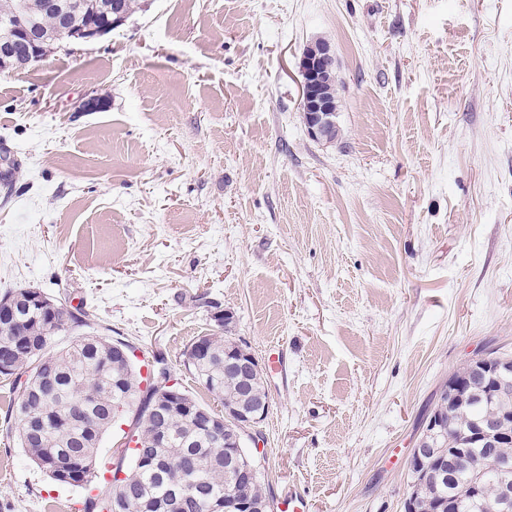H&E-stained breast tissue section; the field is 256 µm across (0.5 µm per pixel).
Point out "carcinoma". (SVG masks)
Returning <instances> with one entry per match:
<instances>
[{"mask_svg":"<svg viewBox=\"0 0 512 512\" xmlns=\"http://www.w3.org/2000/svg\"><path fill=\"white\" fill-rule=\"evenodd\" d=\"M37 22L38 53L22 44L11 58L15 68L43 57L50 42L68 29L87 28L112 18L113 12L130 16L136 0H63L65 14L44 6L46 0H28ZM18 323L0 334V377L19 391L5 418L6 430L16 429L20 445L53 482L87 490L83 512H210L222 500L266 498L261 481L232 485L224 475V443L203 426L177 410L161 416L153 412L159 393L153 383L141 390V375L131 360L112 358L113 342H91L76 336L55 354L45 353L51 337L90 326L86 312L62 304L54 311L16 304ZM209 358L194 370L209 391L220 390L224 403L240 395L236 380L224 374L222 336L203 337ZM32 383L23 386L22 375ZM136 407L135 433L149 442L158 425H166L167 448H123L106 460L100 455L103 434L112 427V411L120 402ZM434 412L449 422V434L472 430L496 413V406L477 399L464 407H448L439 395ZM447 476L437 482L409 475V495L419 512H432L436 502L450 512H495L499 480L512 481V445L496 452L470 443L459 461L448 463ZM125 477H118V472ZM111 478H105V473ZM483 474L487 499L469 506L468 490Z\"/></svg>","mask_w":512,"mask_h":512,"instance_id":"cac0c4a2","label":"carcinoma"}]
</instances>
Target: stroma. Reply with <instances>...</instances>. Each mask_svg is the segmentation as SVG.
I'll return each mask as SVG.
<instances>
[{
    "label": "stroma",
    "instance_id": "obj_1",
    "mask_svg": "<svg viewBox=\"0 0 512 512\" xmlns=\"http://www.w3.org/2000/svg\"><path fill=\"white\" fill-rule=\"evenodd\" d=\"M0 72V297L184 364L233 314L270 400L267 494L403 512L440 385L512 356V0H139ZM336 55L342 136L313 140L303 50ZM99 97L97 112L81 111ZM0 430V512H81Z\"/></svg>",
    "mask_w": 512,
    "mask_h": 512
}]
</instances>
